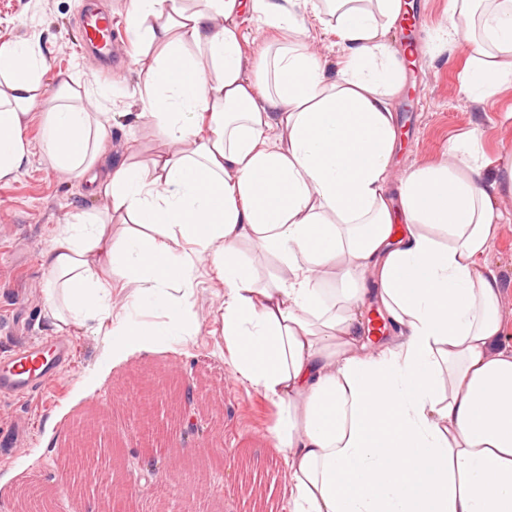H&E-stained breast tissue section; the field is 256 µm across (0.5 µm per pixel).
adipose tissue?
Returning a JSON list of instances; mask_svg holds the SVG:
<instances>
[{
  "instance_id": "ef3b65f1",
  "label": "adipose tissue",
  "mask_w": 512,
  "mask_h": 512,
  "mask_svg": "<svg viewBox=\"0 0 512 512\" xmlns=\"http://www.w3.org/2000/svg\"><path fill=\"white\" fill-rule=\"evenodd\" d=\"M333 2L345 54L331 73L278 0H130L127 33L154 50L143 114L191 148L113 163L110 113L70 105L73 87L59 86L46 152L126 222L87 213L58 226L42 253L43 316L104 336L84 390L195 336L208 264L235 370L274 408L286 512H512V345L486 265L504 219L483 182L491 161L462 134L453 165L412 169L389 190L402 80L379 32L401 0ZM246 11L279 39L250 75ZM441 36L469 44L466 96L512 83V0H449ZM44 73L35 41L0 45V181L26 159ZM282 128L284 150L271 145ZM118 282L136 291L117 315ZM371 307L404 338L370 344ZM154 311L161 321H146ZM377 392L387 409L372 407Z\"/></svg>"
}]
</instances>
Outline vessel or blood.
I'll list each match as a JSON object with an SVG mask.
<instances>
[{"label": "vessel or blood", "instance_id": "b4317fda", "mask_svg": "<svg viewBox=\"0 0 512 512\" xmlns=\"http://www.w3.org/2000/svg\"><path fill=\"white\" fill-rule=\"evenodd\" d=\"M83 44L99 59L112 55L113 27L110 14L91 8L81 19ZM72 355L71 344L63 339L50 346L30 344L19 348L6 360H0V393L23 397L33 389H42L54 382L66 368Z\"/></svg>", "mask_w": 512, "mask_h": 512}]
</instances>
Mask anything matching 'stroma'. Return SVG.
I'll return each mask as SVG.
<instances>
[{"instance_id": "35a3bbf8", "label": "stroma", "mask_w": 512, "mask_h": 512, "mask_svg": "<svg viewBox=\"0 0 512 512\" xmlns=\"http://www.w3.org/2000/svg\"><path fill=\"white\" fill-rule=\"evenodd\" d=\"M96 3L111 10L118 24L117 70L105 68L81 44L83 0H0V45L39 36L46 68L43 97H52L64 82L106 87L112 100L113 160L129 153L145 161L170 149L152 122L139 115L141 67L151 62L153 51L145 46L133 49L125 35L129 0ZM403 3L412 15L408 34L394 25L382 37L394 52L400 51L403 37L414 45L404 88L393 101L399 146L390 187H397L400 175L411 169L447 162L449 141L474 130L494 161L488 183L496 205L512 215V178L501 165L512 156V84L486 98L462 95L467 45L436 38L448 22V0ZM286 7L305 15V40L328 67H335L342 49L331 30L334 16L325 8L312 15L302 0H288ZM43 120V110L31 111L21 173L0 181V355L54 335V327L40 316L41 254L58 225L106 207L105 201L90 195L82 176L52 165L40 139ZM486 261L502 283L500 313L512 325V223L501 225ZM198 279L199 331L178 351L129 358L84 398L76 384L95 368L103 337L74 328L67 332L73 362L55 385L22 398L0 397V512H10L17 493L36 483L54 487L60 512H91V504L74 501L57 476L65 468L61 449L95 412L105 422L100 444L124 445L120 467L106 469L102 479L133 488L127 512H284L288 486L281 457L269 439L272 408L239 381L224 349L219 318L223 282L204 265ZM165 375L178 376L204 398L198 418L214 431V438L192 445L183 442L179 416L165 401ZM149 450L158 460L150 473L139 467Z\"/></svg>"}]
</instances>
